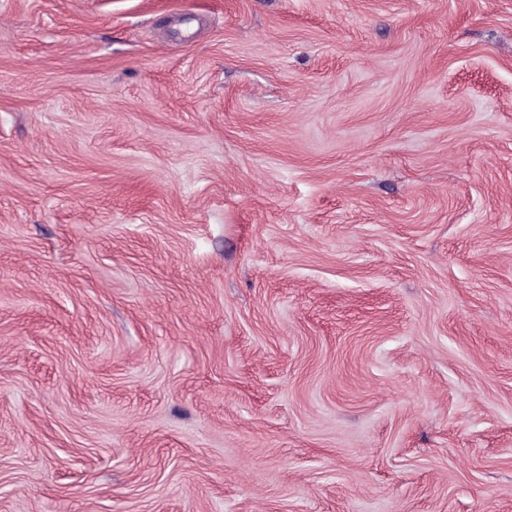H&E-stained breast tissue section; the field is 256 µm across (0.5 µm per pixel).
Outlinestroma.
Returning a JSON list of instances; mask_svg holds the SVG:
<instances>
[{
  "label": "stroma",
  "instance_id": "1",
  "mask_svg": "<svg viewBox=\"0 0 512 512\" xmlns=\"http://www.w3.org/2000/svg\"><path fill=\"white\" fill-rule=\"evenodd\" d=\"M0 512H512V0H0Z\"/></svg>",
  "mask_w": 512,
  "mask_h": 512
}]
</instances>
